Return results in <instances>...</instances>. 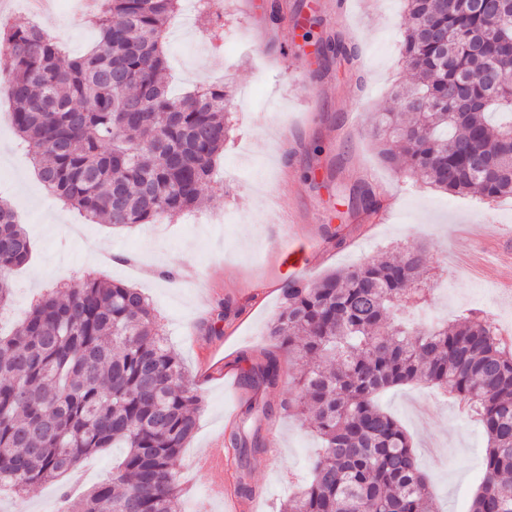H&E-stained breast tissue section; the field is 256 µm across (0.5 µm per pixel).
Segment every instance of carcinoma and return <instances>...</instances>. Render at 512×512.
<instances>
[{"instance_id":"obj_1","label":"carcinoma","mask_w":512,"mask_h":512,"mask_svg":"<svg viewBox=\"0 0 512 512\" xmlns=\"http://www.w3.org/2000/svg\"><path fill=\"white\" fill-rule=\"evenodd\" d=\"M181 0H101L99 42L69 56L39 25L0 21V63L13 125L46 190L115 228L176 217L201 201L231 127L222 86L173 97L165 34ZM402 58L413 74L380 115L382 159L444 192L512 197V10L502 0H406ZM319 55L353 59L340 39ZM356 216L379 214L373 186L352 189ZM30 242L0 201V308L7 274ZM423 252L386 253L283 289L264 362L241 372L276 387L282 357L306 361L281 408L306 416L323 443L312 480L279 512H438L407 432L376 397L424 383L477 418L487 447L469 512H512V346L477 313L412 329L396 312L422 300ZM201 399L160 334L146 297L87 276L44 293L0 336V490L24 497L104 448H124L112 476L64 512H180L176 471ZM237 492L258 444L224 438Z\"/></svg>"}]
</instances>
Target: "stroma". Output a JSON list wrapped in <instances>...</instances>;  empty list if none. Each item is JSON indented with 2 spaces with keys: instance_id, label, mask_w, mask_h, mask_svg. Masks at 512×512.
I'll return each mask as SVG.
<instances>
[{
  "instance_id": "35a3bbf8",
  "label": "stroma",
  "mask_w": 512,
  "mask_h": 512,
  "mask_svg": "<svg viewBox=\"0 0 512 512\" xmlns=\"http://www.w3.org/2000/svg\"><path fill=\"white\" fill-rule=\"evenodd\" d=\"M223 3V25L200 17L166 39L174 94L202 85H224L229 94L231 138L191 215L115 228L61 206L38 181L15 134L11 103L0 94V198L16 207L32 244L29 263L9 275L12 296L0 309V332L9 333L44 290L87 275L141 289L202 401L198 429L177 461L186 489L181 512H226L194 462L231 427L258 438L262 451L248 466L263 491L256 508L277 512L309 479L320 446L302 416L261 413L287 398L296 369L284 367L283 384L259 391L225 385L224 376L240 374L243 357L269 345L266 328L288 282L280 240L315 241L312 281L385 251L421 248L427 278L447 277L453 291L411 306L407 317L415 326L468 310L496 312L512 323V253L499 241L512 230V198L489 210L478 198L432 189L381 162L376 115L410 78L401 58L404 0ZM341 4L344 24L334 19ZM51 23L70 55L98 41L83 0H55ZM335 37L353 50L352 63L319 56V42ZM364 179L381 190L391 218H353L352 188ZM329 226L340 228L343 245L327 238ZM114 253L126 262L107 263ZM222 301L241 312L225 322L223 335H208ZM379 404L408 433L440 512H468L487 443L482 428L441 390L422 384L393 388ZM228 410L236 413L229 425Z\"/></svg>"
}]
</instances>
